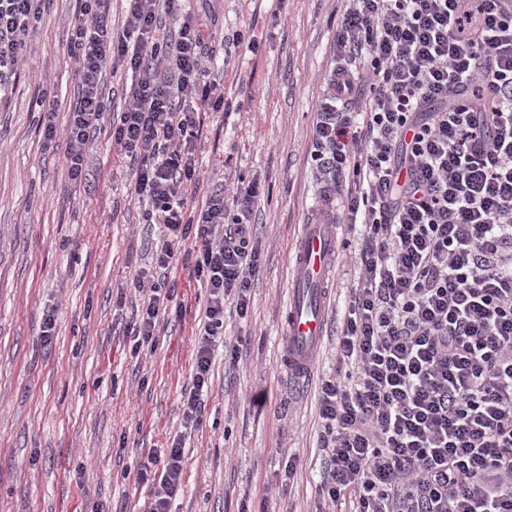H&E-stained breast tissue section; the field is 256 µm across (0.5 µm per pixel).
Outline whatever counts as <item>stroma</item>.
Here are the masks:
<instances>
[{"instance_id":"1","label":"stroma","mask_w":512,"mask_h":512,"mask_svg":"<svg viewBox=\"0 0 512 512\" xmlns=\"http://www.w3.org/2000/svg\"><path fill=\"white\" fill-rule=\"evenodd\" d=\"M346 0H184V21L217 36L255 35L258 53L215 44L209 79L228 112L201 116L195 160L205 189L260 179L255 211L262 268L246 317L224 310V336L239 357L213 354L205 410L183 426L181 394L192 384L195 337L207 291L171 271L180 315L155 344L135 348L124 325L140 297L159 237L144 223L135 167L107 135L87 146L81 184L63 166L65 138L43 146V96L68 110L78 96L67 55L78 0H52L27 37L12 92L0 101V512H143L136 482L150 453L181 436L185 491L172 512H312L322 467L319 386L336 374L345 288L328 311L329 332L306 385L280 362L293 243L324 177L310 156ZM56 312L51 344L41 336Z\"/></svg>"}]
</instances>
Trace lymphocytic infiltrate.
Returning <instances> with one entry per match:
<instances>
[{
  "instance_id": "obj_1",
  "label": "lymphocytic infiltrate",
  "mask_w": 512,
  "mask_h": 512,
  "mask_svg": "<svg viewBox=\"0 0 512 512\" xmlns=\"http://www.w3.org/2000/svg\"><path fill=\"white\" fill-rule=\"evenodd\" d=\"M122 30L109 0H79L68 55L80 94L44 146L64 134L70 181L85 147L109 131L137 168L135 194L161 226L154 266L182 262L207 290L183 421L200 423L224 306L246 316L261 242L251 217L259 180L232 197L200 186V114L224 102L206 79L213 54L202 23L171 30L182 0H128ZM49 0H0V97ZM134 78L124 111L106 116V65ZM314 156L356 237L336 360L343 378L319 397L331 512H512V0H348L336 67L317 112ZM136 347L154 343L175 285L138 272ZM180 440L137 473L146 512L184 492Z\"/></svg>"
}]
</instances>
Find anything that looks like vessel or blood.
Returning <instances> with one entry per match:
<instances>
[{"label":"vessel or blood","instance_id":"obj_1","mask_svg":"<svg viewBox=\"0 0 512 512\" xmlns=\"http://www.w3.org/2000/svg\"><path fill=\"white\" fill-rule=\"evenodd\" d=\"M337 244V225L326 222L320 213L312 214L302 225L295 242L283 362L288 371L300 378L310 372L324 336Z\"/></svg>","mask_w":512,"mask_h":512}]
</instances>
